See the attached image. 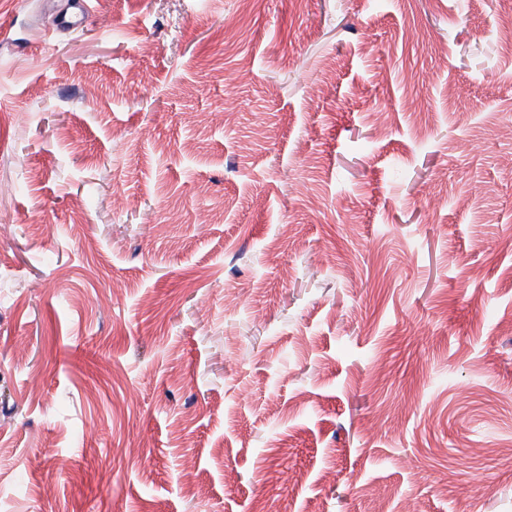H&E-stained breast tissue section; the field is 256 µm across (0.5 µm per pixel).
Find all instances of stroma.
I'll use <instances>...</instances> for the list:
<instances>
[{"instance_id":"35a3bbf8","label":"stroma","mask_w":512,"mask_h":512,"mask_svg":"<svg viewBox=\"0 0 512 512\" xmlns=\"http://www.w3.org/2000/svg\"><path fill=\"white\" fill-rule=\"evenodd\" d=\"M70 3L0 0V512H512V0Z\"/></svg>"}]
</instances>
